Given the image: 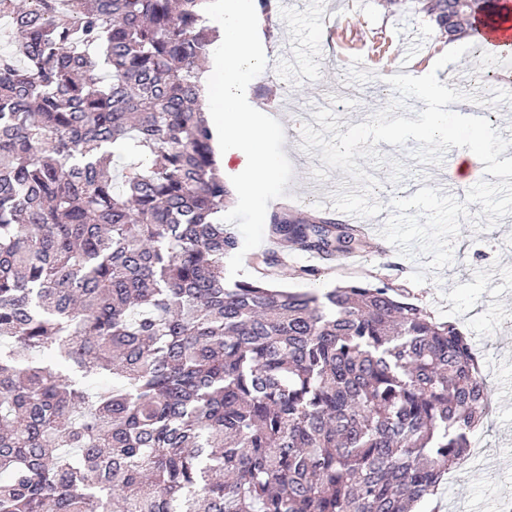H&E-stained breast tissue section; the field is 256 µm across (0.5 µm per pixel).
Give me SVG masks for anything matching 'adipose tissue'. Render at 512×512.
Returning <instances> with one entry per match:
<instances>
[{"instance_id": "obj_1", "label": "adipose tissue", "mask_w": 512, "mask_h": 512, "mask_svg": "<svg viewBox=\"0 0 512 512\" xmlns=\"http://www.w3.org/2000/svg\"><path fill=\"white\" fill-rule=\"evenodd\" d=\"M255 0H214L219 14L220 43L202 76V105L209 114L213 146L225 170L250 173L241 187L256 204L277 193V156L260 150L267 137L280 134L282 125L265 112L252 111L250 83L268 68L269 57L253 54Z\"/></svg>"}]
</instances>
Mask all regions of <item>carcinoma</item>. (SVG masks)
I'll return each instance as SVG.
<instances>
[{"instance_id": "cac0c4a2", "label": "carcinoma", "mask_w": 512, "mask_h": 512, "mask_svg": "<svg viewBox=\"0 0 512 512\" xmlns=\"http://www.w3.org/2000/svg\"><path fill=\"white\" fill-rule=\"evenodd\" d=\"M212 2L0 0V512H413L488 412L466 334L402 288L280 290L274 251L224 282ZM417 3L450 41L493 8ZM268 235L370 247L286 207Z\"/></svg>"}]
</instances>
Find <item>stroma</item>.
I'll return each mask as SVG.
<instances>
[{"label":"stroma","instance_id":"35a3bbf8","mask_svg":"<svg viewBox=\"0 0 512 512\" xmlns=\"http://www.w3.org/2000/svg\"><path fill=\"white\" fill-rule=\"evenodd\" d=\"M281 12L277 24L257 22L253 52L267 53L272 64L250 86V100L262 111L287 100L286 124L295 131L287 142L272 139L264 150L280 156L277 179L282 187L266 207L239 194L224 211V224L239 238L240 250L225 258L229 280L250 274L247 258L266 250L271 212L290 206L313 215L333 209L332 196L350 178L328 168L320 149L305 151L300 135L303 123L322 108L338 117L340 132L366 122L394 97L387 86L393 74L408 69L423 71L442 52L447 38L434 21L418 13L414 0H276ZM481 63L466 52L461 60L439 70L447 87L470 93L490 94L494 80L477 81ZM416 141L405 147L387 146L384 156L401 161L408 169L400 183L390 180L388 167L373 172L378 185L375 200L389 203L407 198L420 188L436 186L442 168L454 164L447 151L442 166L422 165L410 153ZM454 260L442 270H431L427 281L416 285L410 275L425 265V258L409 259L390 248L370 254L364 264L338 267L319 280L295 275L306 256L293 257L290 266L278 268L275 287L290 291H316L350 280H384L406 289L413 302L436 320H454L468 335L478 358L486 363L492 386L489 411L471 434L481 457L467 469L455 470L443 480L437 494L418 507V512H499L498 503L512 500V219L502 218L493 227L477 231L464 220L453 241Z\"/></svg>","mask_w":512,"mask_h":512}]
</instances>
